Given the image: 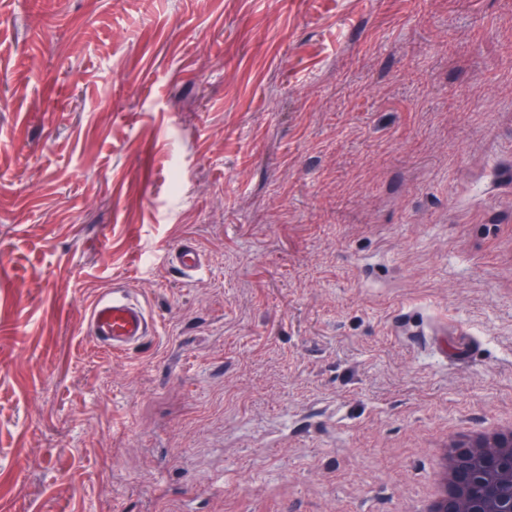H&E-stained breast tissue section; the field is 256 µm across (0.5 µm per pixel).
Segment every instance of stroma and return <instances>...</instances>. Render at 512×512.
<instances>
[{
  "mask_svg": "<svg viewBox=\"0 0 512 512\" xmlns=\"http://www.w3.org/2000/svg\"><path fill=\"white\" fill-rule=\"evenodd\" d=\"M509 86L512 0H0V512H415L512 420ZM169 260L182 274L194 275L203 270L200 250L190 240H183L176 249L169 253ZM155 324L148 308L124 290L114 289L89 311L86 332L107 353H122L144 343ZM436 448L432 472V489L429 498L419 511L422 512H469L470 510L453 507L448 510V497L466 494L468 487L458 467L457 454L452 448H488L511 452L512 427L497 424L488 425L480 430L455 433L448 439L432 444Z\"/></svg>",
  "mask_w": 512,
  "mask_h": 512,
  "instance_id": "stroma-1",
  "label": "stroma"
}]
</instances>
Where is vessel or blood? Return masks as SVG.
<instances>
[{
	"label": "vessel or blood",
	"mask_w": 512,
	"mask_h": 512,
	"mask_svg": "<svg viewBox=\"0 0 512 512\" xmlns=\"http://www.w3.org/2000/svg\"><path fill=\"white\" fill-rule=\"evenodd\" d=\"M169 260L182 274L191 276L203 269L196 244L183 240L169 254ZM155 324L148 308L123 290H112L89 311L86 332L107 353H122L144 343Z\"/></svg>",
	"instance_id": "1"
}]
</instances>
